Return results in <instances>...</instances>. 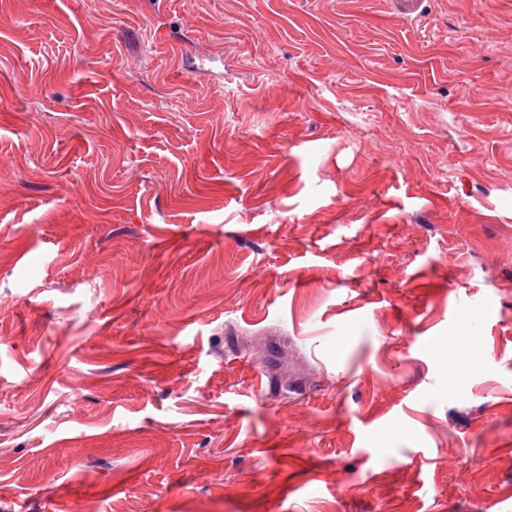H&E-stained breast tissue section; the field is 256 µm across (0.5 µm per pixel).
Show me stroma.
Instances as JSON below:
<instances>
[{
  "instance_id": "35a3bbf8",
  "label": "stroma",
  "mask_w": 512,
  "mask_h": 512,
  "mask_svg": "<svg viewBox=\"0 0 512 512\" xmlns=\"http://www.w3.org/2000/svg\"><path fill=\"white\" fill-rule=\"evenodd\" d=\"M0 512H512V0H0Z\"/></svg>"
}]
</instances>
